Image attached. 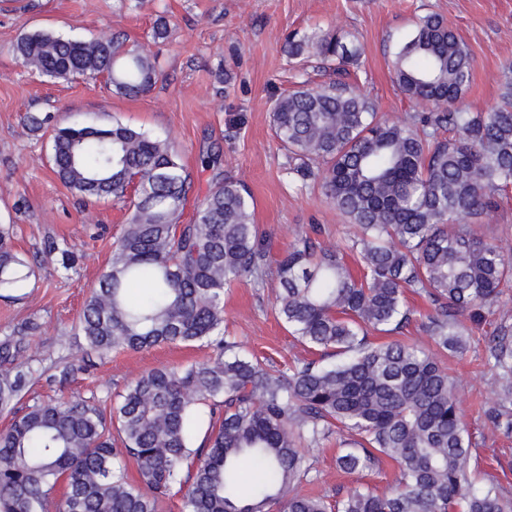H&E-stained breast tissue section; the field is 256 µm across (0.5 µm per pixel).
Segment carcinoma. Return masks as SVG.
Instances as JSON below:
<instances>
[{
	"label": "carcinoma",
	"mask_w": 512,
	"mask_h": 512,
	"mask_svg": "<svg viewBox=\"0 0 512 512\" xmlns=\"http://www.w3.org/2000/svg\"><path fill=\"white\" fill-rule=\"evenodd\" d=\"M308 48L338 73L359 55L347 34L288 37L289 58ZM15 51L49 78L103 75L121 96L144 94L157 78L151 54L125 48L109 31L83 41L36 31ZM391 69L405 97L427 111L394 121L342 79L304 84L271 104L289 173L320 184L354 228L344 251L304 233L273 263L240 182H220L184 224L193 182L169 140L119 121L53 130L60 180L128 210L108 269L85 300L86 350L207 343L216 354L141 374L108 415L82 399L35 402L17 414L33 374L24 338L34 326L13 329L0 340V412L14 414L0 432V512H161L177 494L181 512H512L495 480L469 483L457 387L430 351L367 336L403 332L414 316L410 291L434 305L424 332L457 353L468 334L461 316L494 303L512 280V257L473 228L512 187V64L502 69L500 102L485 112L458 106L473 58L447 21L429 13L400 43ZM272 272L291 335L337 363L303 360L274 374L227 335L225 290L243 279L263 285ZM34 275L1 224L0 290H21ZM489 353L506 382L492 388L499 400L512 394V325L500 324ZM334 433L341 469L360 471L384 455L399 466L398 484L382 494L354 488L334 505L302 493L305 449ZM242 458L254 464L246 495Z\"/></svg>",
	"instance_id": "1"
}]
</instances>
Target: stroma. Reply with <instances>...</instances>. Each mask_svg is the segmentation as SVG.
<instances>
[{"instance_id":"35a3bbf8","label":"stroma","mask_w":512,"mask_h":512,"mask_svg":"<svg viewBox=\"0 0 512 512\" xmlns=\"http://www.w3.org/2000/svg\"><path fill=\"white\" fill-rule=\"evenodd\" d=\"M429 13L443 16L473 57L462 106L486 111L499 99L502 68L512 63V0H0V224L11 225L14 248L37 266L24 296L0 292V338L15 327H32L25 344L34 373L23 404L80 397L107 408L142 373L204 362L213 354L211 347L195 344L81 356L79 315L127 210L109 199L83 203L52 170L50 129L31 131L26 114L47 113L62 125L117 119L169 138L197 196L213 188L219 173L248 188L271 258L314 224L321 225L324 243L339 246L350 224L319 184L289 174L270 117L273 98L305 81L328 82L332 74L313 56L290 62L284 40L315 28L355 34L361 90L379 112L401 119L414 106L394 83L390 61L398 42ZM160 15L173 28L166 40L152 37ZM104 29L123 32L128 47L146 48L155 57L158 77L149 92L120 96L101 77L51 79L27 71L14 53L17 39L33 30L89 39ZM209 155L217 156V168L202 166ZM280 292L273 276L260 288L237 282L224 296V317L244 349L284 371L309 351L275 312ZM504 321L512 324V289L471 322L463 352L437 358L458 387V405L472 434L471 481L480 486L495 478L512 498V432L495 421L489 395L497 372L488 340ZM338 453L332 439L309 448L304 493L332 504L353 487L381 492L398 478L397 466L385 457L372 468L344 472L336 464Z\"/></svg>"}]
</instances>
